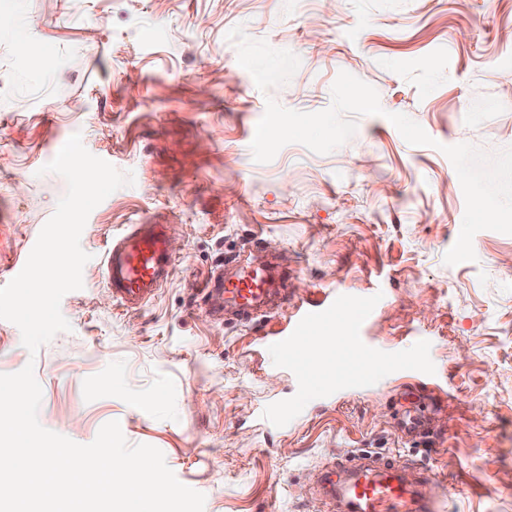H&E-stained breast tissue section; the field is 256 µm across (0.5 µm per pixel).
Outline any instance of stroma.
Wrapping results in <instances>:
<instances>
[{
    "mask_svg": "<svg viewBox=\"0 0 512 512\" xmlns=\"http://www.w3.org/2000/svg\"><path fill=\"white\" fill-rule=\"evenodd\" d=\"M237 25L299 57L287 84L258 89L226 38ZM342 71L376 89L383 115L358 117L330 153L291 143L255 162L266 97L324 110ZM390 112L436 147L407 143ZM461 127L487 153L512 147V0H0V286L66 191L42 168L72 134L135 177L88 217L83 287L61 301L70 331L32 356L0 320V373L34 363L42 426L88 444L119 421L204 512H313L321 461L390 452L435 474L439 512H512V235L480 231L474 261H443L465 201L439 147ZM133 224L168 225L177 263L129 311L102 256ZM257 239L254 260L278 257L297 300L385 279L372 334L402 351L426 329L443 373L298 395L252 329L203 312L208 273ZM273 398L296 400L293 424L255 417ZM418 407L429 435L401 436Z\"/></svg>",
    "mask_w": 512,
    "mask_h": 512,
    "instance_id": "obj_1",
    "label": "stroma"
}]
</instances>
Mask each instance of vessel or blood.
Wrapping results in <instances>:
<instances>
[{
  "label": "vessel or blood",
  "mask_w": 512,
  "mask_h": 512,
  "mask_svg": "<svg viewBox=\"0 0 512 512\" xmlns=\"http://www.w3.org/2000/svg\"><path fill=\"white\" fill-rule=\"evenodd\" d=\"M177 262L164 225L138 224L108 243L103 277L114 300L129 309L153 299L171 279ZM289 275L280 263L254 266L235 255L214 271L203 290L209 315L235 324L259 325L288 304ZM383 280L365 292L330 288L320 296L293 305L285 327L255 337L254 342L277 351L282 365L298 384L310 375L320 379L319 393L330 397L343 390L345 381L366 385L379 371L386 345L368 332L384 304ZM342 333L347 339V370L338 372L324 351H311L307 341L322 334ZM258 417L269 424L288 421L293 412L285 400H270L257 407ZM405 462L386 455L363 460H330L322 465L324 485L314 493L317 512H437L436 501L420 494L404 476Z\"/></svg>",
  "instance_id": "obj_1"
}]
</instances>
